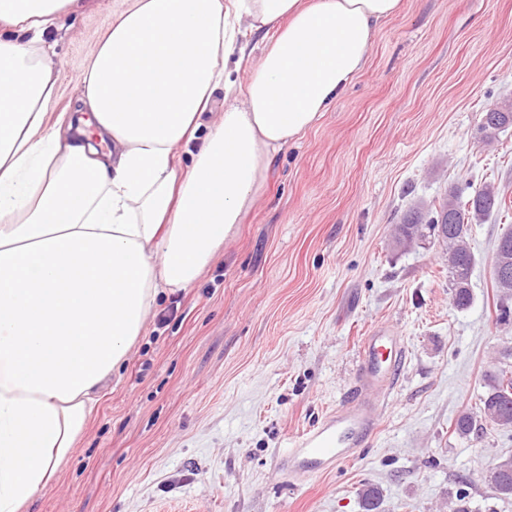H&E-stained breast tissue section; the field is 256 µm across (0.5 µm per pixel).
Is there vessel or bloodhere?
Here are the masks:
<instances>
[{"label": "vessel or blood", "mask_w": 512, "mask_h": 512, "mask_svg": "<svg viewBox=\"0 0 512 512\" xmlns=\"http://www.w3.org/2000/svg\"><path fill=\"white\" fill-rule=\"evenodd\" d=\"M360 348L359 381L345 404L290 440L288 463L294 472L310 476L337 468L375 433L381 398L397 384L405 345L394 328L381 324L363 336Z\"/></svg>", "instance_id": "1"}]
</instances>
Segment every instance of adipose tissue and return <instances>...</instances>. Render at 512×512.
Segmentation results:
<instances>
[{
	"label": "adipose tissue",
	"instance_id": "obj_1",
	"mask_svg": "<svg viewBox=\"0 0 512 512\" xmlns=\"http://www.w3.org/2000/svg\"><path fill=\"white\" fill-rule=\"evenodd\" d=\"M73 4L0 0V512H28L55 480L159 294L198 280L273 155L314 125L401 8L130 0L82 74L77 110L51 123L45 34ZM251 34L262 51L241 84ZM219 90L224 113L198 138Z\"/></svg>",
	"mask_w": 512,
	"mask_h": 512
}]
</instances>
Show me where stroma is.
Here are the masks:
<instances>
[{
  "label": "stroma",
  "instance_id": "35a3bbf8",
  "mask_svg": "<svg viewBox=\"0 0 512 512\" xmlns=\"http://www.w3.org/2000/svg\"><path fill=\"white\" fill-rule=\"evenodd\" d=\"M123 0H81L52 31L58 93L82 72ZM512 0H402L368 61L316 125L280 151L238 234L192 288L161 298L131 358L101 391L77 448L32 512H448L460 480L480 512H512L487 478L512 430L477 410L487 373L512 374V323L496 320L490 258L512 217L474 224V302L453 307L442 244L405 252L392 230L450 188L494 185L512 202ZM403 336L405 363L356 457L296 481L290 438L343 403L360 338Z\"/></svg>",
  "mask_w": 512,
  "mask_h": 512
}]
</instances>
